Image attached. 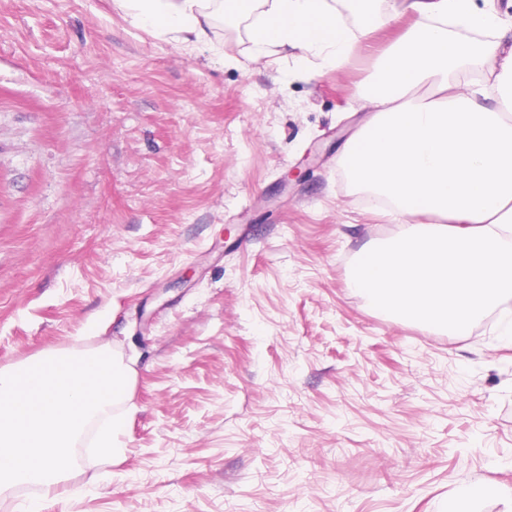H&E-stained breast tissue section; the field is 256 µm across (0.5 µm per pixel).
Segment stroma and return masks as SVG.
<instances>
[{"mask_svg": "<svg viewBox=\"0 0 512 512\" xmlns=\"http://www.w3.org/2000/svg\"><path fill=\"white\" fill-rule=\"evenodd\" d=\"M323 71L210 46L114 0H0V367L108 352L135 380L64 482L0 512H503L512 335L448 336L349 285L398 224L337 152L368 117L372 48ZM121 416L118 457L98 430Z\"/></svg>", "mask_w": 512, "mask_h": 512, "instance_id": "35a3bbf8", "label": "stroma"}]
</instances>
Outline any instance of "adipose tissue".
<instances>
[{
    "instance_id": "ef3b65f1",
    "label": "adipose tissue",
    "mask_w": 512,
    "mask_h": 512,
    "mask_svg": "<svg viewBox=\"0 0 512 512\" xmlns=\"http://www.w3.org/2000/svg\"><path fill=\"white\" fill-rule=\"evenodd\" d=\"M115 2L186 43L247 19L258 55L289 46L328 70L363 47L337 0ZM393 10L417 20L381 52L370 116L340 160L354 187L390 200L401 226L361 253L351 286L381 313L460 336L512 301V30L473 0H394Z\"/></svg>"
}]
</instances>
